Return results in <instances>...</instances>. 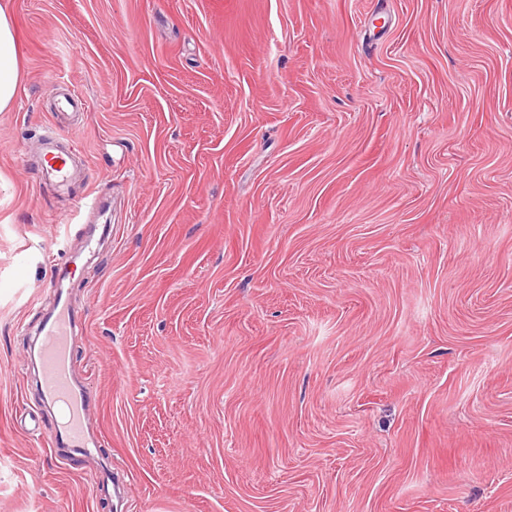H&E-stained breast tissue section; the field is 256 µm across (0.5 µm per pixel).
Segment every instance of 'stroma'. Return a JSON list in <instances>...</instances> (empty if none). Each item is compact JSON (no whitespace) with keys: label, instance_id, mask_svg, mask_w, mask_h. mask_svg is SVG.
<instances>
[{"label":"stroma","instance_id":"obj_1","mask_svg":"<svg viewBox=\"0 0 512 512\" xmlns=\"http://www.w3.org/2000/svg\"><path fill=\"white\" fill-rule=\"evenodd\" d=\"M12 9L0 512H512V0ZM62 298L86 449L27 364ZM54 139L50 138L44 145V165L41 176L47 181L60 183L76 179L79 175L66 167V161L58 156Z\"/></svg>","mask_w":512,"mask_h":512}]
</instances>
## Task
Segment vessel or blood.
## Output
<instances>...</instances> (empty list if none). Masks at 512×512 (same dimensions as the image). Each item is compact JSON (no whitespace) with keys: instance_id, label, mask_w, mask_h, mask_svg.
<instances>
[{"instance_id":"b4317fda","label":"vessel or blood","mask_w":512,"mask_h":512,"mask_svg":"<svg viewBox=\"0 0 512 512\" xmlns=\"http://www.w3.org/2000/svg\"><path fill=\"white\" fill-rule=\"evenodd\" d=\"M41 176L47 181L60 183L76 179L75 171L58 156L54 141L44 145V165ZM74 320L67 306H58L41 329L38 361L44 393L48 401L62 411L65 436L74 442L86 439L85 412L87 393L78 385L69 365V342Z\"/></svg>"}]
</instances>
